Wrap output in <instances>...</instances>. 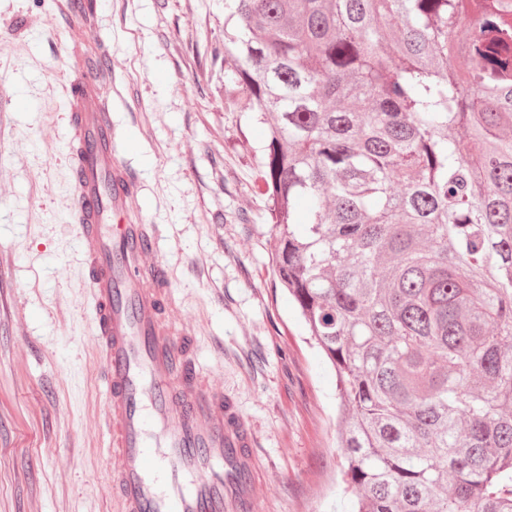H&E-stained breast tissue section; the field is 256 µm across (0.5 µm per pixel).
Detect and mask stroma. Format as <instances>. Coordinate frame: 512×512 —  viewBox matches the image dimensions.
Returning <instances> with one entry per match:
<instances>
[{"mask_svg": "<svg viewBox=\"0 0 512 512\" xmlns=\"http://www.w3.org/2000/svg\"><path fill=\"white\" fill-rule=\"evenodd\" d=\"M59 0H0V512H118L72 217ZM118 162L158 235L178 327L254 436L260 512H353L336 372L269 261L265 127L224 91V0H98ZM55 70L57 78L44 74ZM55 128L49 151L40 133ZM248 213L250 223L237 222Z\"/></svg>", "mask_w": 512, "mask_h": 512, "instance_id": "35a3bbf8", "label": "stroma"}]
</instances>
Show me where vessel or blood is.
Wrapping results in <instances>:
<instances>
[{
  "label": "vessel or blood",
  "mask_w": 512,
  "mask_h": 512,
  "mask_svg": "<svg viewBox=\"0 0 512 512\" xmlns=\"http://www.w3.org/2000/svg\"><path fill=\"white\" fill-rule=\"evenodd\" d=\"M79 85L68 123L72 212L95 300L92 342L106 376V467L122 512H258L253 435L224 391L170 336L168 278L152 231L128 224L135 180L116 161L112 110L101 93L111 59L81 63L92 37L79 0L60 26Z\"/></svg>",
  "instance_id": "b4317fda"
}]
</instances>
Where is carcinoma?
<instances>
[{"label":"carcinoma","mask_w":512,"mask_h":512,"mask_svg":"<svg viewBox=\"0 0 512 512\" xmlns=\"http://www.w3.org/2000/svg\"><path fill=\"white\" fill-rule=\"evenodd\" d=\"M224 11L272 273L336 371L341 492L512 512V0Z\"/></svg>","instance_id":"1"}]
</instances>
